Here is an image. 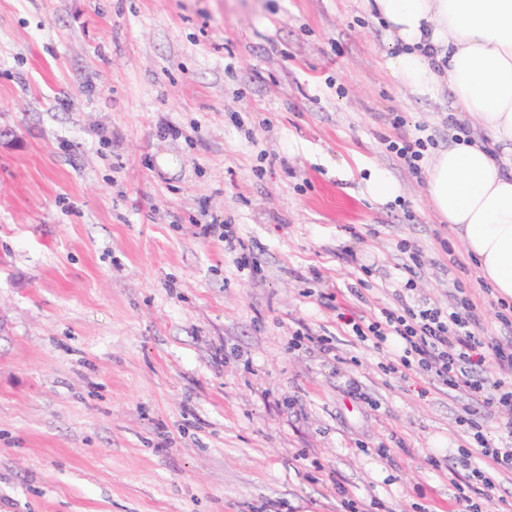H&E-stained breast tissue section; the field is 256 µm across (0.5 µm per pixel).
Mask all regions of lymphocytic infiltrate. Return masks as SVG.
I'll use <instances>...</instances> for the list:
<instances>
[{"mask_svg": "<svg viewBox=\"0 0 512 512\" xmlns=\"http://www.w3.org/2000/svg\"><path fill=\"white\" fill-rule=\"evenodd\" d=\"M478 324L474 304L457 297L444 307L427 303L414 307L404 301L399 310L383 309L380 318L352 326L364 342L379 343L389 335L399 337L403 369L427 374L451 391L489 389L486 403L490 411L507 414L508 440L500 445L491 444L478 422H471L474 444L459 451L465 489L455 497V512H480L475 494L492 491L496 472L512 470V378L501 377L489 383L481 374L489 357L504 368H512V335L487 343L475 334Z\"/></svg>", "mask_w": 512, "mask_h": 512, "instance_id": "1", "label": "lymphocytic infiltrate"}]
</instances>
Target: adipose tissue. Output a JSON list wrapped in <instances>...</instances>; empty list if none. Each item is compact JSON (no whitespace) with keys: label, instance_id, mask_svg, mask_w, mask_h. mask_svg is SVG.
I'll return each instance as SVG.
<instances>
[{"label":"adipose tissue","instance_id":"obj_1","mask_svg":"<svg viewBox=\"0 0 512 512\" xmlns=\"http://www.w3.org/2000/svg\"><path fill=\"white\" fill-rule=\"evenodd\" d=\"M392 51L384 70L408 94L448 97L447 146L426 191L481 276L512 301V0H365ZM479 135H459L457 122Z\"/></svg>","mask_w":512,"mask_h":512}]
</instances>
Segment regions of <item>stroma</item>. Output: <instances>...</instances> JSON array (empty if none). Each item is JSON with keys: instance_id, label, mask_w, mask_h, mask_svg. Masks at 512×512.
Wrapping results in <instances>:
<instances>
[{"instance_id": "obj_1", "label": "stroma", "mask_w": 512, "mask_h": 512, "mask_svg": "<svg viewBox=\"0 0 512 512\" xmlns=\"http://www.w3.org/2000/svg\"><path fill=\"white\" fill-rule=\"evenodd\" d=\"M390 51L362 0H0V512H449L463 409L502 417L351 325L500 301L388 149L448 144ZM364 194L371 202L379 205L395 204L403 195V189L396 178L384 169H368L363 179Z\"/></svg>"}]
</instances>
